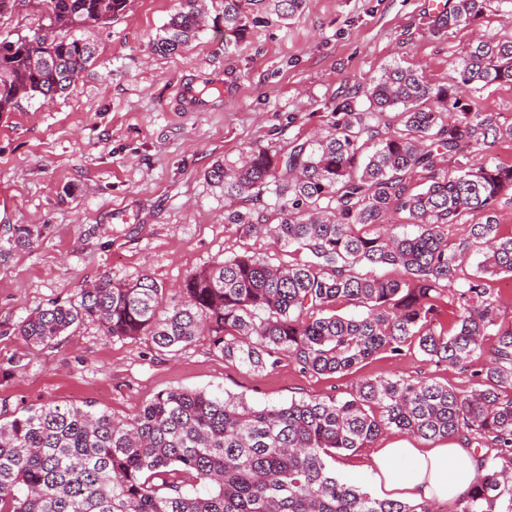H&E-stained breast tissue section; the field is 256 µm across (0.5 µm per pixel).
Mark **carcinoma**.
Here are the masks:
<instances>
[{"mask_svg": "<svg viewBox=\"0 0 512 512\" xmlns=\"http://www.w3.org/2000/svg\"><path fill=\"white\" fill-rule=\"evenodd\" d=\"M48 25L32 35H0V112L68 90L94 48L58 30H75L122 14L128 0H33ZM264 0H224V53L244 39L247 13ZM282 21L303 0H270ZM490 0H448L430 26L446 31L482 18ZM204 10L189 0L151 42L171 55L201 31ZM512 85V39L486 37L466 53L449 84L431 85L398 64L343 91L329 130L295 139L286 150L251 146L238 165L217 164L209 177L229 205L275 199L277 223L253 208H232L224 221L246 236L267 228L273 246L310 259L273 265L233 254L189 274L183 301L162 309L163 288L143 274L108 275L78 299L39 309L18 325L33 347L50 348L84 322L117 339L145 337L160 351L186 348L199 336L249 371L275 369L286 356L312 375L347 374L372 357L415 348L431 362L468 369L486 351L469 392L429 378H362L347 399L311 398L251 407L241 398L173 389L129 419L78 405L47 404L0 420V512H431L378 499L336 477L327 463L339 451L365 448L388 430L424 439L461 436L499 450L481 461L457 512H512V319L501 317L485 280L512 276V233L496 211L512 191V165L483 152L512 143V124L474 110L461 93L476 85ZM400 108V126L380 117ZM456 163L455 174L442 168ZM430 183L415 191L413 174ZM394 208L417 233L380 224ZM480 217L463 240L448 226ZM41 229L10 225L0 258L33 243ZM477 272L464 267L471 253ZM359 264L393 266L395 279L355 272ZM364 308L360 316L340 306ZM493 337L488 349L485 340ZM192 490H185V486Z\"/></svg>", "mask_w": 512, "mask_h": 512, "instance_id": "1", "label": "carcinoma"}]
</instances>
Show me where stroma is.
Returning <instances> with one entry per match:
<instances>
[{"mask_svg": "<svg viewBox=\"0 0 512 512\" xmlns=\"http://www.w3.org/2000/svg\"><path fill=\"white\" fill-rule=\"evenodd\" d=\"M186 0H129L123 14L76 30L93 44V64L65 93L0 113V228L41 226L32 245L0 262V415L54 403L136 414L170 389L234 395L254 407L349 396L361 378L429 377L471 390L470 371L438 365L417 352L379 354L343 375L314 376L290 360L250 372L213 352L208 337L175 351L147 338L119 340L87 322L52 348L28 346L17 333L31 312L75 300L108 275L146 274L181 300L185 277L245 251L279 264L294 254L224 221V189L208 177L252 145L287 146L325 129L341 90L394 63L433 85L451 81L478 34L512 38V6L490 5L476 24L435 32L429 0H305L282 22L259 10L248 37L224 53L222 0H205V26L172 55L150 44ZM224 73V106L181 112L174 88L184 78ZM425 439L399 431L330 459L337 477L376 494L372 454Z\"/></svg>", "mask_w": 512, "mask_h": 512, "instance_id": "obj_1", "label": "stroma"}]
</instances>
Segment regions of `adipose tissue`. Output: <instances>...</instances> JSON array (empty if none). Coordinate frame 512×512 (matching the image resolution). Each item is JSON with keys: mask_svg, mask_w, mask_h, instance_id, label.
<instances>
[{"mask_svg": "<svg viewBox=\"0 0 512 512\" xmlns=\"http://www.w3.org/2000/svg\"><path fill=\"white\" fill-rule=\"evenodd\" d=\"M479 461L456 443L435 448L389 445L372 455L370 469L379 489L395 501L451 504L470 487Z\"/></svg>", "mask_w": 512, "mask_h": 512, "instance_id": "1", "label": "adipose tissue"}]
</instances>
